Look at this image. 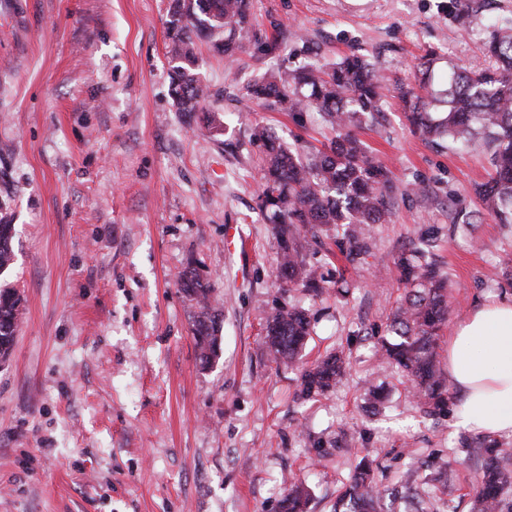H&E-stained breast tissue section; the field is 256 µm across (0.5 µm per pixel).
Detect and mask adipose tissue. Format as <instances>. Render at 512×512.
<instances>
[{"mask_svg": "<svg viewBox=\"0 0 512 512\" xmlns=\"http://www.w3.org/2000/svg\"><path fill=\"white\" fill-rule=\"evenodd\" d=\"M456 430L512 435V296L484 302L448 336Z\"/></svg>", "mask_w": 512, "mask_h": 512, "instance_id": "obj_1", "label": "adipose tissue"}]
</instances>
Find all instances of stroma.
<instances>
[{
	"label": "stroma",
	"instance_id": "1",
	"mask_svg": "<svg viewBox=\"0 0 512 512\" xmlns=\"http://www.w3.org/2000/svg\"><path fill=\"white\" fill-rule=\"evenodd\" d=\"M167 9L0 0V220L14 226L15 253L0 284L23 300L0 368V512H280L291 478L310 488L307 512H333L364 457L377 483L413 468L427 480L416 502L377 512H469L477 435L426 416L376 351L404 294L401 260L428 227L439 230L429 251L448 278L450 321L512 295L498 263L512 254V224L450 221L457 208L479 210L487 152L426 144L399 99L428 48L455 66H491L492 22L512 18V0L467 20L449 17L448 0H252L253 32L232 58L198 39L208 95L192 114L169 94ZM306 44L387 75L383 118L357 135L395 185L391 219L373 225L360 262H345L332 231L306 246L310 265L343 274L317 295L276 277L251 134L268 126L318 146L332 133L315 113L272 111L246 90L303 62ZM229 224L240 235L232 251ZM191 266L222 313L221 354L206 367L180 283ZM278 305L310 316L302 363L349 356L325 395L301 398L299 366L271 360L264 325ZM371 385L383 402L365 400Z\"/></svg>",
	"mask_w": 512,
	"mask_h": 512
}]
</instances>
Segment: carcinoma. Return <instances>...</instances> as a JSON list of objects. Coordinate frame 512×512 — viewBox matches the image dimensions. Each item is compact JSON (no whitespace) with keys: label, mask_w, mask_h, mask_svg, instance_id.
<instances>
[{"label":"carcinoma","mask_w":512,"mask_h":512,"mask_svg":"<svg viewBox=\"0 0 512 512\" xmlns=\"http://www.w3.org/2000/svg\"><path fill=\"white\" fill-rule=\"evenodd\" d=\"M485 0H449L448 14L477 16ZM171 95L179 111L195 112L205 97L197 65L196 40L206 37L214 49L232 57L250 38L249 0H171ZM492 67L466 71L446 67L429 50L418 59L419 90H403L401 101L415 132L441 147L483 146L490 153L493 174L477 190L484 211L499 224H512V20L494 24L489 41ZM385 77L371 62L351 55L318 65L311 61L294 69L266 71L249 83L248 96L272 110L299 116L315 112L335 137L325 149L298 151L285 147L268 128L252 137L263 143L261 208L276 225L280 242L277 274L289 284L318 292L325 277L309 265L303 241L321 242V234L336 229V247L354 265L368 251L371 226L392 213L393 183L389 172L370 154L354 129L382 111L380 89ZM13 225L0 222V275L13 263ZM408 290L392 314V338L380 342L382 357L407 374L428 414L448 404V380L437 365L435 345L448 321V278L422 249L404 261ZM182 287L195 302L192 332L201 366L215 353L222 330L210 305L213 288L194 269L182 275ZM21 300L12 289L0 288V361L6 362L15 342ZM268 347L277 364L294 363L309 336L310 320L299 307H281L266 318ZM343 353L317 360L300 373L304 397L323 395L349 369ZM481 473L468 495L471 512H512L504 495L512 490V448L497 440L483 448ZM371 463L362 460L336 504V512H372L391 495L412 490V475L393 485L376 483ZM310 490L292 481L282 499L284 512H303Z\"/></svg>","instance_id":"obj_1"}]
</instances>
